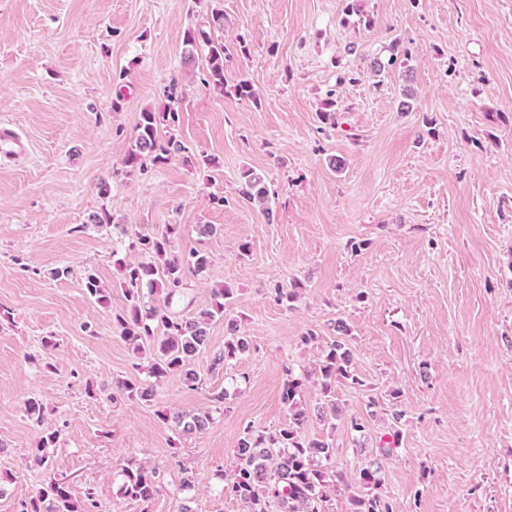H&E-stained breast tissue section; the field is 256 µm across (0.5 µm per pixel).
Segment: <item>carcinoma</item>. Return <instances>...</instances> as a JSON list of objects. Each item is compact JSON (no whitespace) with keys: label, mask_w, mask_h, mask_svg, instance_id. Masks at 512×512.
<instances>
[{"label":"carcinoma","mask_w":512,"mask_h":512,"mask_svg":"<svg viewBox=\"0 0 512 512\" xmlns=\"http://www.w3.org/2000/svg\"><path fill=\"white\" fill-rule=\"evenodd\" d=\"M184 55L191 61L197 49H207V83L224 88V44L212 39L210 33L199 30L187 32L184 39ZM176 119L174 112H140L136 125L134 148L125 159L129 170L144 167L149 158L155 164H164L173 155L182 151L180 142L173 137H162L160 125ZM244 187L243 198L256 205L264 214L272 213L270 191L263 177L252 169L241 174ZM180 225L166 224L157 233H143L124 229L129 238V247L147 257L137 264L122 266L123 287L128 306L112 314V324L128 345L136 352L149 350L152 353L149 375L157 380L179 373L183 383L190 389L201 383V377L186 369L188 360L208 342L207 325L216 315L227 316L232 307L234 291L222 285L213 291L211 308L197 314H182L172 309L174 302L183 297L186 276L205 272L208 257L199 251L186 256L169 254L172 239L178 234ZM84 290L100 305L110 301L109 292L100 285L98 278L87 273ZM163 293V302L156 304L147 296ZM229 336L224 342L222 360L232 359L249 351V337L238 332L235 320L227 321ZM349 352L342 345L334 344L319 367L321 394L327 399L331 412L336 406L331 400L333 387L341 379L351 378L348 367ZM303 380L293 371H288L282 392V403L288 408L292 422L276 432L262 433L248 427L234 449L236 465L219 489L228 493L244 507V512H333L332 500L344 476L326 467L332 449L323 442L308 440L300 433L305 412L300 407ZM120 390L131 399L152 396L153 387L134 380H125ZM162 421L172 422L184 433L202 432L210 421L209 416L177 414L173 417L160 414ZM156 470L136 463L123 468V483L120 493L125 498L146 503L154 493ZM359 482L368 492L351 495L347 512H395V506L387 498L375 492L380 484L377 471L366 468L360 472ZM97 503L93 493H86L80 504L72 496L62 480L50 477L45 486L30 499L20 503L17 512H96Z\"/></svg>","instance_id":"1"}]
</instances>
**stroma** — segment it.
Masks as SVG:
<instances>
[{"label":"stroma","mask_w":512,"mask_h":512,"mask_svg":"<svg viewBox=\"0 0 512 512\" xmlns=\"http://www.w3.org/2000/svg\"><path fill=\"white\" fill-rule=\"evenodd\" d=\"M216 8L220 91L205 53L183 63L188 29ZM376 58L388 66L374 77ZM242 79L255 98L235 94ZM146 109L175 111L188 155L215 166L122 175ZM0 123L31 144L0 160V512L52 474L76 501L93 490L98 512H244L219 473L245 428L288 426L286 369H314L339 340L354 374L334 388L339 415L319 414L314 382L302 395L304 435L329 444L349 486L335 512L369 467L398 512H512V0H0ZM247 167L273 219L241 198ZM124 224L178 225L174 252L208 255L186 278L191 312L234 290L253 346L215 364V316L188 362L199 389L176 375L146 400L117 387L150 363L112 328L127 305L116 260L139 259ZM88 270L109 306L87 297ZM295 280L289 308L273 289ZM33 396L43 421L25 411ZM166 412L211 421L181 436ZM52 431L45 469L32 454ZM131 460L157 470L148 503L118 493Z\"/></svg>","instance_id":"35a3bbf8"}]
</instances>
